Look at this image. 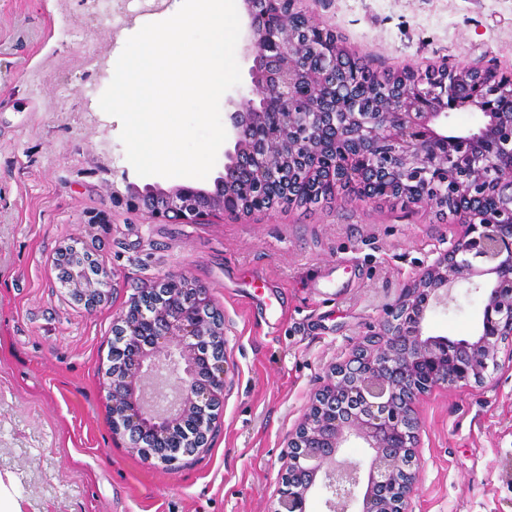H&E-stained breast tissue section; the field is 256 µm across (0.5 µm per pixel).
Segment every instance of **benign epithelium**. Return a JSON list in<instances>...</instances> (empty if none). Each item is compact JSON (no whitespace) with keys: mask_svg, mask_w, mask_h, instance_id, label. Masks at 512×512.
Returning a JSON list of instances; mask_svg holds the SVG:
<instances>
[{"mask_svg":"<svg viewBox=\"0 0 512 512\" xmlns=\"http://www.w3.org/2000/svg\"><path fill=\"white\" fill-rule=\"evenodd\" d=\"M243 5L251 82L227 100L234 149L224 151L213 188L140 187L125 174V191L112 187V198L169 223L226 215L244 220L250 211L225 204L224 186L239 176L259 190L274 185L294 193L324 170L319 196L343 200L351 191L336 171L351 165L350 154L323 151L338 142L368 159L356 178L359 200L400 175L425 181L424 190L403 202L434 209L453 183L458 238L403 289L353 357L331 368L288 440L281 475L288 497L275 510L310 512L321 496L328 512H348L353 502L358 512H406L417 483L411 469L421 428L416 399L439 385L482 382L501 346L512 343V112L495 109L502 88L490 63L416 73L395 83L378 110L350 112L336 94L346 60L336 49L340 42L305 50L326 24L308 13L300 27L272 24L268 0ZM454 112L478 113L482 120L458 127ZM69 273L73 293L96 306L110 272L84 260ZM460 284L485 289L476 334L460 340L424 334L429 306L447 305ZM142 296L114 327L128 348L112 352L123 364L108 374L112 427L144 460L156 454L173 465L178 452L159 449L181 447L176 430L189 417L197 419L193 450L207 447L223 405L227 368L217 351L224 349V325L209 290L184 275L167 276ZM352 440L370 450L364 476L358 462L336 464Z\"/></svg>","mask_w":512,"mask_h":512,"instance_id":"obj_1","label":"benign epithelium"}]
</instances>
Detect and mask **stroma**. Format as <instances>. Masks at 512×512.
Instances as JSON below:
<instances>
[{
  "label": "stroma",
  "mask_w": 512,
  "mask_h": 512,
  "mask_svg": "<svg viewBox=\"0 0 512 512\" xmlns=\"http://www.w3.org/2000/svg\"><path fill=\"white\" fill-rule=\"evenodd\" d=\"M92 15L87 0H0V473L24 512H276L288 439L329 369L348 359L423 266L456 240L454 220L392 203L279 207L174 224L113 202L139 182L101 112L116 63L144 24ZM379 74L494 61L512 75V0H305ZM111 273L86 309L61 284L65 247ZM170 274L205 285L224 317L230 368L209 447L171 466L116 435L103 385L118 316ZM426 334L474 336L484 296L455 288ZM482 384L421 396L407 512H512V354Z\"/></svg>",
  "instance_id": "obj_1"
}]
</instances>
